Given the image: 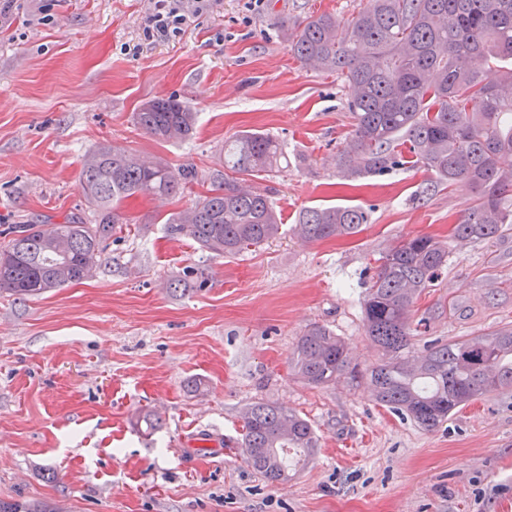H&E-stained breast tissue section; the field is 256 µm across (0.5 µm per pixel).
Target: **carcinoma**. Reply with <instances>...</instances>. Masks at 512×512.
<instances>
[{
    "label": "carcinoma",
    "instance_id": "cac0c4a2",
    "mask_svg": "<svg viewBox=\"0 0 512 512\" xmlns=\"http://www.w3.org/2000/svg\"><path fill=\"white\" fill-rule=\"evenodd\" d=\"M291 51L304 65L334 73L347 86L353 134L334 158L339 178L381 177L407 158L435 175L424 187L465 183L477 199L453 228L454 238L487 242L512 224V0H366L342 32L336 16L308 17L289 34ZM137 126L159 141L193 134L196 113L182 101L159 98L134 113ZM283 144L246 131L224 141V170L213 188L183 211L170 214L164 230L199 248L233 257L281 234L282 224L267 190L254 180L273 177ZM198 181L190 166L177 169L108 145L85 157L81 191L97 214L88 224L74 215L63 224H13L3 230L0 290L19 300L39 298L92 276L108 241L117 234L120 203L136 193L172 196ZM368 223L360 207L304 210L298 234L309 241L349 237ZM448 265V244L434 236L401 240L378 259L363 299L367 336L377 360L362 368L345 342L325 325L309 327L292 357L295 375L324 387L339 381L367 383L376 401L393 413L434 429L477 397L512 387V328L411 354V317L421 294ZM211 277L186 267L173 279L181 294L199 292ZM235 441L247 462L270 484H282L293 468L313 456L312 425L285 407L258 401L241 413ZM0 512H63L55 503L0 499Z\"/></svg>",
    "mask_w": 512,
    "mask_h": 512
}]
</instances>
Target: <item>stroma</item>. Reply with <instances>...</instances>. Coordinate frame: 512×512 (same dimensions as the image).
Instances as JSON below:
<instances>
[{
    "label": "stroma",
    "mask_w": 512,
    "mask_h": 512,
    "mask_svg": "<svg viewBox=\"0 0 512 512\" xmlns=\"http://www.w3.org/2000/svg\"><path fill=\"white\" fill-rule=\"evenodd\" d=\"M360 2L265 0L252 13L220 0L169 41L144 36L153 0H16L0 17V225L94 222L80 180L102 143L200 177L176 196L124 199L123 229L84 283L28 301L0 292V499L72 512H512V387L426 430L367 386L314 387L290 368L314 324L375 362L361 303L382 253L417 235L448 242L447 267L415 305L427 323L417 353L512 326V230L450 236L475 190L422 195L421 166L346 185L336 175L353 130L344 83L305 67L282 30L321 13L349 23ZM169 96L197 114L190 140L157 141L133 120ZM242 131L284 143L288 165L270 181L281 235L234 257L168 237L164 219L207 193L225 138ZM327 206L361 207L369 221L350 237L300 238V211ZM189 265L211 287L172 292ZM260 400L319 435L315 460L279 486L228 445ZM146 411L158 420L149 435L135 426Z\"/></svg>",
    "instance_id": "35a3bbf8"
}]
</instances>
